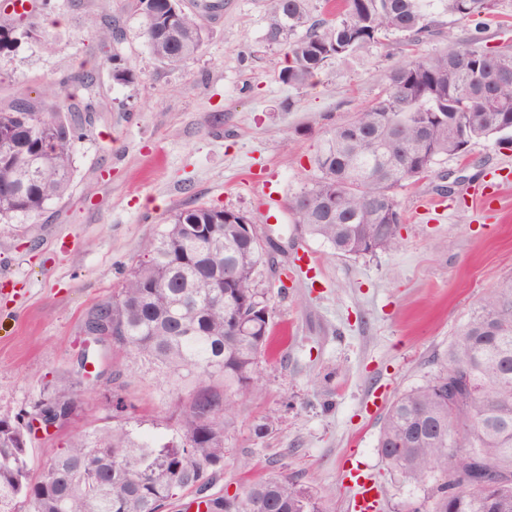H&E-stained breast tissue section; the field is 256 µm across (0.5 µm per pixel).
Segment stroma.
Here are the masks:
<instances>
[{
	"mask_svg": "<svg viewBox=\"0 0 512 512\" xmlns=\"http://www.w3.org/2000/svg\"><path fill=\"white\" fill-rule=\"evenodd\" d=\"M269 10L270 0H224L200 54L169 67L146 44L137 0H31L17 45L0 53V105L21 96L58 104L62 82L91 72L102 109L78 119L69 196L39 223L0 224V415L37 416L56 388L76 384L81 407L69 426L30 437L35 470L103 426L114 384L75 381L88 311L119 290L141 243L176 211L235 210L275 242L254 275L272 335L262 391L236 400L215 492L277 471L328 512H345L348 470L359 462L380 486L383 512H399L424 492L383 461V417L437 372L481 298L512 279V146L477 141L397 188L402 239L389 253L332 256L286 201L311 178L326 131L372 102L398 62L452 42L512 50V0L473 22L440 16L412 46L388 36L300 88L279 80L288 58L264 41ZM93 21L118 23L122 40L100 49L87 35ZM114 51L132 82L113 80ZM303 255L309 267H299ZM126 381L134 421L162 435L186 391L139 365Z\"/></svg>",
	"mask_w": 512,
	"mask_h": 512,
	"instance_id": "obj_1",
	"label": "stroma"
}]
</instances>
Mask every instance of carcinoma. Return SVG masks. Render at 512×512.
Returning a JSON list of instances; mask_svg holds the SVG:
<instances>
[{"label":"carcinoma","instance_id":"1","mask_svg":"<svg viewBox=\"0 0 512 512\" xmlns=\"http://www.w3.org/2000/svg\"><path fill=\"white\" fill-rule=\"evenodd\" d=\"M182 0H138L154 58L179 66L206 38V14ZM331 17L312 0H272L265 41L287 51L281 83L303 87L330 61L367 51L383 35L408 42L431 32V8L459 21L493 14L497 0H341ZM112 77L132 79L122 57H110ZM484 72L476 83L474 66ZM47 108L29 97L0 106V224H36L48 204L71 188L72 147L80 126L63 111L88 112L68 94ZM512 134V55L450 45L390 69L380 95L327 132L312 164L310 184L288 210L308 237L334 256L391 251L400 242L394 190L445 155L479 140ZM226 209L194 206L175 212L140 247L119 291L89 312L85 330L102 321L110 331L102 357L121 351L197 396L176 404L168 434L157 440L131 423L116 398L112 422L61 448L39 473L28 462V422L0 416V512H163L192 493L209 512H327L322 499L273 473L234 493L208 490L224 473V440L236 417L234 397L253 396L270 321L254 287L265 253L224 223ZM197 224L218 225L212 241ZM236 269L220 288L224 267ZM75 405L61 389L40 415L68 423ZM383 460L405 481L425 486L423 501L405 512H512V281L484 296L448 344L438 372L389 406L379 431Z\"/></svg>","mask_w":512,"mask_h":512}]
</instances>
